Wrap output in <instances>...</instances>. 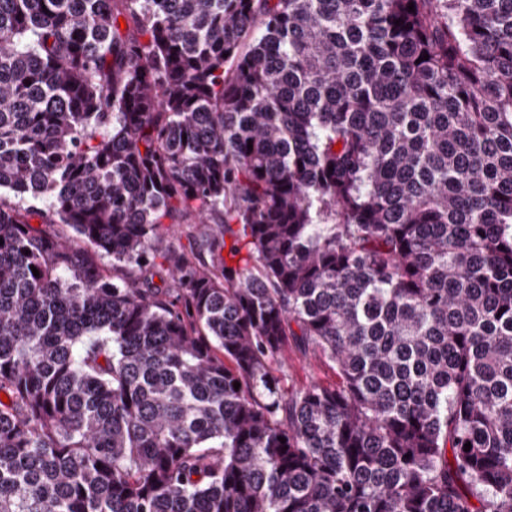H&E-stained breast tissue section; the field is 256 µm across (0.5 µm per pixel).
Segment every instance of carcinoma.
I'll return each mask as SVG.
<instances>
[{
	"label": "carcinoma",
	"mask_w": 512,
	"mask_h": 512,
	"mask_svg": "<svg viewBox=\"0 0 512 512\" xmlns=\"http://www.w3.org/2000/svg\"><path fill=\"white\" fill-rule=\"evenodd\" d=\"M0 239V512H512V0H0ZM288 384L297 387L310 383L333 384L337 381L336 374L327 364L311 355H302L297 350H288V361L285 367Z\"/></svg>",
	"instance_id": "1"
}]
</instances>
